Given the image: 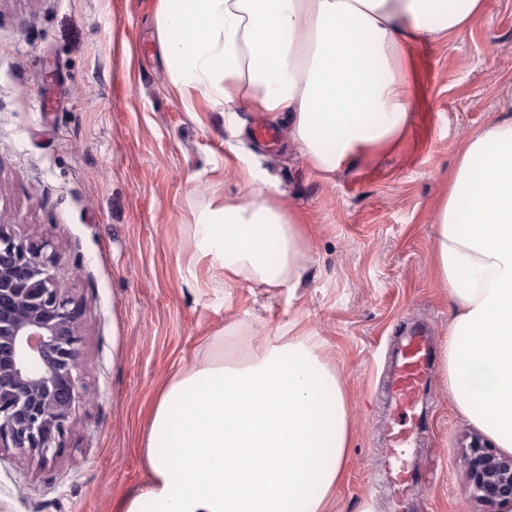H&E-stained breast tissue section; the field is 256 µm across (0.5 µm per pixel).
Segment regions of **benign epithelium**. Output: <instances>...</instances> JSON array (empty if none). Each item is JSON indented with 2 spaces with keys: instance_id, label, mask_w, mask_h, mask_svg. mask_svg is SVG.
I'll return each instance as SVG.
<instances>
[{
  "instance_id": "obj_1",
  "label": "benign epithelium",
  "mask_w": 512,
  "mask_h": 512,
  "mask_svg": "<svg viewBox=\"0 0 512 512\" xmlns=\"http://www.w3.org/2000/svg\"><path fill=\"white\" fill-rule=\"evenodd\" d=\"M81 329L52 240L0 225V460L54 459L81 396ZM466 461L477 498L512 501L511 454L473 436Z\"/></svg>"
}]
</instances>
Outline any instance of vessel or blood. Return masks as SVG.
I'll return each mask as SVG.
<instances>
[{
    "mask_svg": "<svg viewBox=\"0 0 512 512\" xmlns=\"http://www.w3.org/2000/svg\"><path fill=\"white\" fill-rule=\"evenodd\" d=\"M433 359L431 339L425 331L417 329L406 336L399 349L392 379V400L399 417L405 421L398 430L392 452L396 480L407 485L414 482L416 473L409 469L405 458L410 441V428L406 421L414 414L419 402L420 389L429 373Z\"/></svg>",
    "mask_w": 512,
    "mask_h": 512,
    "instance_id": "b4317fda",
    "label": "vessel or blood"
}]
</instances>
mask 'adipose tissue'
<instances>
[{"label":"adipose tissue","mask_w":512,"mask_h":512,"mask_svg":"<svg viewBox=\"0 0 512 512\" xmlns=\"http://www.w3.org/2000/svg\"><path fill=\"white\" fill-rule=\"evenodd\" d=\"M487 0H157L172 85L214 108L287 114L290 138L326 172L388 145L407 125V48L472 30ZM435 270L455 311L444 345L458 412L512 453V97L458 148L436 209ZM303 218L264 176L204 210L195 256L224 285L296 287ZM176 373L151 408L147 482L121 512H328L345 475V381L298 320Z\"/></svg>","instance_id":"obj_1"}]
</instances>
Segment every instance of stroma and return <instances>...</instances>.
<instances>
[{
    "instance_id": "35a3bbf8",
    "label": "stroma",
    "mask_w": 512,
    "mask_h": 512,
    "mask_svg": "<svg viewBox=\"0 0 512 512\" xmlns=\"http://www.w3.org/2000/svg\"><path fill=\"white\" fill-rule=\"evenodd\" d=\"M157 0H0V225L51 239L84 325L83 389L52 464L0 462V512H117L148 479L142 447L164 383L228 325L276 332L300 317L347 381L355 436L330 512H501L472 493L436 357L411 455L420 482L392 481L391 381L417 325L443 348L452 319L432 224L456 147L512 92V0H488L473 33L424 37L407 56L410 120L385 150L315 171L289 135L273 145L247 105L235 124L206 99L186 111L163 65ZM262 171L306 217L294 291L224 287L192 252V226Z\"/></svg>"
}]
</instances>
